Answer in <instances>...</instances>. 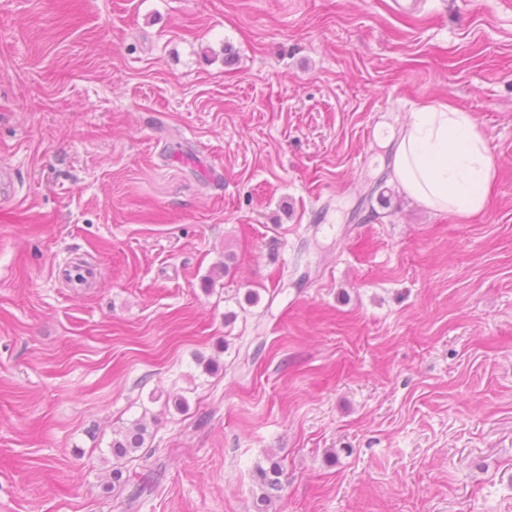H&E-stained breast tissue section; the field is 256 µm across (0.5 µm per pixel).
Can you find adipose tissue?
Returning <instances> with one entry per match:
<instances>
[{
  "instance_id": "adipose-tissue-1",
  "label": "adipose tissue",
  "mask_w": 512,
  "mask_h": 512,
  "mask_svg": "<svg viewBox=\"0 0 512 512\" xmlns=\"http://www.w3.org/2000/svg\"><path fill=\"white\" fill-rule=\"evenodd\" d=\"M494 174L487 141L469 113L426 104L399 133L394 178L430 210L459 216L482 211Z\"/></svg>"
}]
</instances>
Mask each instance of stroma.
<instances>
[{
    "instance_id": "1",
    "label": "stroma",
    "mask_w": 512,
    "mask_h": 512,
    "mask_svg": "<svg viewBox=\"0 0 512 512\" xmlns=\"http://www.w3.org/2000/svg\"><path fill=\"white\" fill-rule=\"evenodd\" d=\"M429 103L482 212L391 176ZM2 165L0 512H512V0H0ZM495 163L472 116L448 104H425L398 136L394 178L424 207L468 216L487 204ZM59 269L64 279L73 288L82 287L88 281L97 279V272L95 268L78 262H71L59 266ZM147 429L144 424L137 422L133 427L118 432L112 440V448L118 458L134 454L145 442ZM282 468L279 462L270 461L268 468H258V480L262 495L260 497L262 502L270 500L273 491H277L280 485V476Z\"/></svg>"
}]
</instances>
